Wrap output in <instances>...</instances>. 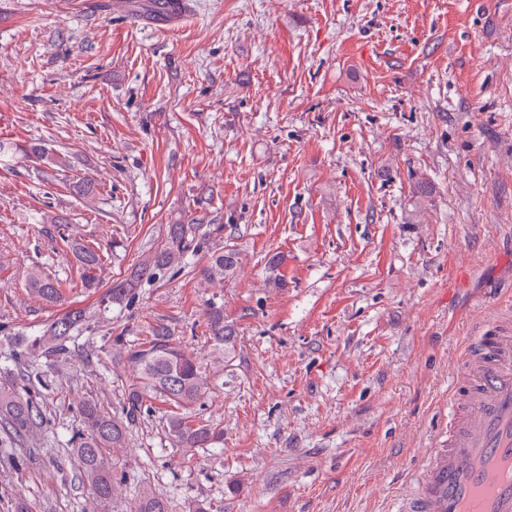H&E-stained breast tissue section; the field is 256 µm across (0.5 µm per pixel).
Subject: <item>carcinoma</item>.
Returning a JSON list of instances; mask_svg holds the SVG:
<instances>
[{
	"mask_svg": "<svg viewBox=\"0 0 512 512\" xmlns=\"http://www.w3.org/2000/svg\"><path fill=\"white\" fill-rule=\"evenodd\" d=\"M24 154L37 161L58 168L68 166L65 157L46 151L39 144L23 148ZM224 230V225L203 229L201 224H169L163 244L142 253L141 261L124 279L112 284L103 295L105 304L132 305L146 285L159 283L184 269L187 254H196L208 248L211 237ZM82 287H99L96 271L102 265L100 248L92 244L76 243L72 247ZM240 252L233 244L213 252L202 268V276L209 282H222L233 274ZM283 257L274 253L266 265L271 276L269 282L276 287L285 286L277 273ZM67 280L33 269L28 274V288L34 297L49 306L65 303L64 288ZM209 341L212 342L213 363L224 365L235 350L236 331L224 323V310L211 302L206 309ZM89 315L81 308H71L60 317L43 325L34 335L21 332L6 333L4 338L18 348L13 360L22 357L46 358L68 351L80 333L88 328ZM115 353L112 357L127 366L135 382L125 390L122 410L112 416L102 412L98 403L87 400L81 405L84 429L72 440L73 453L81 467L94 497L99 502L111 500L124 483V476L106 455L108 448L125 447L128 436L144 415L150 413L152 401L168 403L176 411L167 415L166 425L176 445L186 452L211 448L224 441V432L209 423L194 422L189 413L204 406L210 393L206 373L194 353L187 351L171 336L168 327L157 323L150 335L129 343L123 335L113 338ZM46 423L45 412L33 396L22 395L15 382L0 385V439L10 443L22 442L42 436ZM130 512H171L167 499L148 484L140 486Z\"/></svg>",
	"mask_w": 512,
	"mask_h": 512,
	"instance_id": "1",
	"label": "carcinoma"
}]
</instances>
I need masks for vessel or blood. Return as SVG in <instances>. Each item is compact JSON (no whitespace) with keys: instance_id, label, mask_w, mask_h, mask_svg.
<instances>
[{"instance_id":"vessel-or-blood-1","label":"vessel or blood","mask_w":512,"mask_h":512,"mask_svg":"<svg viewBox=\"0 0 512 512\" xmlns=\"http://www.w3.org/2000/svg\"><path fill=\"white\" fill-rule=\"evenodd\" d=\"M401 512H512V318L470 337L443 447Z\"/></svg>"}]
</instances>
